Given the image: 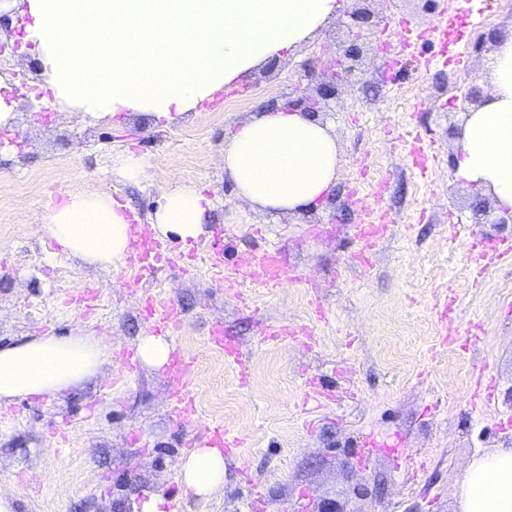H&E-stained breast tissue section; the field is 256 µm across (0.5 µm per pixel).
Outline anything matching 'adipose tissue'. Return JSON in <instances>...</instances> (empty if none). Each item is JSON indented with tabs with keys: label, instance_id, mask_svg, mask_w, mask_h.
Listing matches in <instances>:
<instances>
[{
	"label": "adipose tissue",
	"instance_id": "1",
	"mask_svg": "<svg viewBox=\"0 0 512 512\" xmlns=\"http://www.w3.org/2000/svg\"><path fill=\"white\" fill-rule=\"evenodd\" d=\"M54 99L99 119L140 113L172 122L242 74L310 38L339 0H12ZM489 100L465 115L456 172L512 209V34L487 73ZM339 149L319 120L277 106L242 122L224 143V176L238 198L268 213L313 209L336 184ZM213 204L195 189L160 195L154 237L207 235ZM41 229L81 262L119 269L136 257L134 228L111 193L88 185L46 206ZM112 359L89 334H42L0 345V406L48 400L96 379ZM185 494L206 501L224 487V451L181 455ZM458 512H512V448L473 458L456 487Z\"/></svg>",
	"mask_w": 512,
	"mask_h": 512
}]
</instances>
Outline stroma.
Returning <instances> with one entry per match:
<instances>
[{
  "label": "stroma",
  "mask_w": 512,
  "mask_h": 512,
  "mask_svg": "<svg viewBox=\"0 0 512 512\" xmlns=\"http://www.w3.org/2000/svg\"><path fill=\"white\" fill-rule=\"evenodd\" d=\"M370 13L355 27L353 12ZM462 20L469 56L460 84L484 83L491 46L478 39L512 32V0H345L314 38L283 51L275 66L256 69L200 103L187 120L153 123L130 114L94 123L58 104L50 91L16 99L10 136L23 148H0V344L80 327L112 345L103 378L51 400H20L0 412V488L18 497V512H129L137 497L165 496L169 512H249L254 498L270 512H312L328 501L344 512H455V487L469 461L512 446V264L480 270L472 236L512 240V224L478 222L487 197L456 175L463 113L447 67L415 70L434 46L407 44L398 22L421 31L440 12ZM360 38H353V31ZM357 42V81L342 85L320 118L339 146L336 185L319 209L266 214L238 200L224 177V142L235 126L270 102L313 96L304 68L324 47ZM420 125L438 163L419 178L400 141ZM146 156L152 177L133 185L112 175V156ZM106 185L147 223L162 191L202 190L214 202L211 232L223 239L224 269L240 288L255 253L252 227L282 249L300 282L256 292L242 308L210 271L209 236L196 243L190 271L138 264L118 271L85 266L64 254L39 226L41 211L73 186ZM391 219L371 250L356 225L379 213ZM165 286L181 322L179 346L194 359L192 412L173 409L165 371L122 367L137 337L153 334L142 301ZM99 294L87 313L66 306L67 294ZM455 292L454 345L444 344L437 299ZM223 324L237 339L246 371L207 342ZM276 323L306 325L315 342L266 340ZM481 340L462 346L471 325ZM488 364L493 400L471 409L472 372ZM320 377L336 398L314 414L303 407L307 379ZM119 397L105 391L120 380ZM223 422L240 438L224 461V487L209 501L183 492L176 463L186 441ZM403 443L405 455L383 453L363 463L367 435Z\"/></svg>",
  "instance_id": "35a3bbf8"
}]
</instances>
